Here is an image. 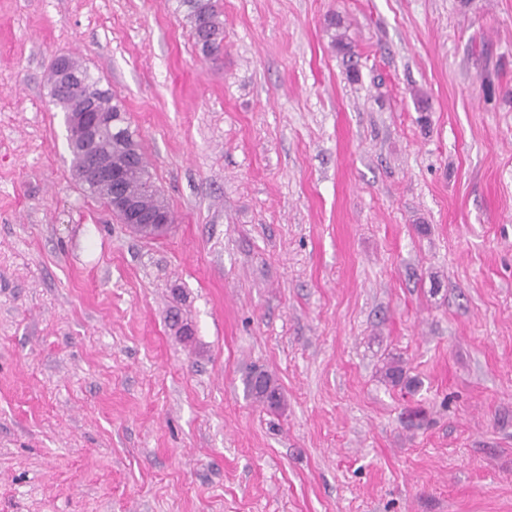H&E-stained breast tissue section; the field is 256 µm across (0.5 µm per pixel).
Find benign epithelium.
Returning a JSON list of instances; mask_svg holds the SVG:
<instances>
[{
    "mask_svg": "<svg viewBox=\"0 0 512 512\" xmlns=\"http://www.w3.org/2000/svg\"><path fill=\"white\" fill-rule=\"evenodd\" d=\"M54 69L58 78L57 90L70 99V122L83 131L77 151L91 166L95 182L111 186L108 209L134 234L147 240L163 237L171 227L170 215L162 209L143 211L138 200L126 189L127 166L112 164V156L101 152V142L106 134L112 132L115 119L96 111L86 79L71 68L67 56L57 57Z\"/></svg>",
    "mask_w": 512,
    "mask_h": 512,
    "instance_id": "7a95c632",
    "label": "benign epithelium"
}]
</instances>
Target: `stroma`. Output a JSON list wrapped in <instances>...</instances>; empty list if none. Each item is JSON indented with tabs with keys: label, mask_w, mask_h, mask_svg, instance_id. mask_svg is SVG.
Here are the masks:
<instances>
[{
	"label": "stroma",
	"mask_w": 512,
	"mask_h": 512,
	"mask_svg": "<svg viewBox=\"0 0 512 512\" xmlns=\"http://www.w3.org/2000/svg\"><path fill=\"white\" fill-rule=\"evenodd\" d=\"M219 5L212 60L178 0H0V512H512V0ZM60 54L165 239L73 177ZM246 388L250 395L269 409H277L281 404L282 395L278 384L263 371L251 374L247 379Z\"/></svg>",
	"instance_id": "1"
}]
</instances>
